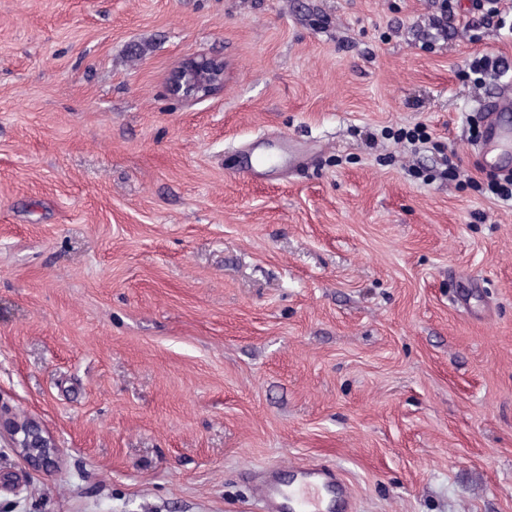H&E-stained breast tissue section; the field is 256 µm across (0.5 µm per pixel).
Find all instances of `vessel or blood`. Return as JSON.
Returning a JSON list of instances; mask_svg holds the SVG:
<instances>
[{
	"instance_id": "1",
	"label": "vessel or blood",
	"mask_w": 512,
	"mask_h": 512,
	"mask_svg": "<svg viewBox=\"0 0 512 512\" xmlns=\"http://www.w3.org/2000/svg\"><path fill=\"white\" fill-rule=\"evenodd\" d=\"M484 120V136L477 147V156L485 167L512 171V164L503 162V155L512 152V79H503L493 97L478 106ZM336 477L333 468L318 465L308 469L298 485L284 486L282 481L264 479L256 488L262 503V512H312L314 502L308 493L312 490H331Z\"/></svg>"
}]
</instances>
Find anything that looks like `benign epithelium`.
I'll return each instance as SVG.
<instances>
[{
	"label": "benign epithelium",
	"mask_w": 512,
	"mask_h": 512,
	"mask_svg": "<svg viewBox=\"0 0 512 512\" xmlns=\"http://www.w3.org/2000/svg\"><path fill=\"white\" fill-rule=\"evenodd\" d=\"M223 87L224 61L201 54L187 55L169 78L170 94L186 101L206 98ZM0 435L8 437L32 469L51 473L60 467L59 449L36 421L18 420L0 409Z\"/></svg>",
	"instance_id": "1"
}]
</instances>
